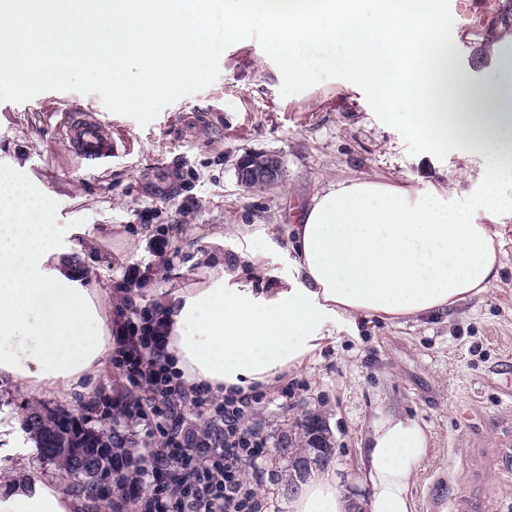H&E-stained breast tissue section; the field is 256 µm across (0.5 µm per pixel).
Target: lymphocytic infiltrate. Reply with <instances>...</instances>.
I'll return each mask as SVG.
<instances>
[{
    "mask_svg": "<svg viewBox=\"0 0 512 512\" xmlns=\"http://www.w3.org/2000/svg\"><path fill=\"white\" fill-rule=\"evenodd\" d=\"M148 279L130 263L113 286L112 385L80 408L53 409L49 435L79 456L104 460L114 482L98 493L113 512L130 504L138 512H266L261 474H245L267 453V438L245 424L264 391L257 385L219 396L208 384L188 383L169 349L165 308L141 291ZM139 432L158 439V448L134 447Z\"/></svg>",
    "mask_w": 512,
    "mask_h": 512,
    "instance_id": "f902f5d3",
    "label": "lymphocytic infiltrate"
}]
</instances>
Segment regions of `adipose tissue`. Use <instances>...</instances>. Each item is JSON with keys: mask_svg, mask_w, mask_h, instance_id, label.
Listing matches in <instances>:
<instances>
[{"mask_svg": "<svg viewBox=\"0 0 512 512\" xmlns=\"http://www.w3.org/2000/svg\"><path fill=\"white\" fill-rule=\"evenodd\" d=\"M224 14L212 37L203 18ZM255 28L289 80L344 69L380 102L409 115L405 132L435 149L483 156L487 178L477 204L488 221L451 213L436 198L368 180L339 179L316 195L293 228L299 280L262 292L221 267L202 284L171 291V350L188 382L215 394L275 384L320 346L329 323L358 316L423 317L453 308L499 278L495 223L511 210L497 178L512 172V33L488 31L499 49L496 76L475 81L458 65L444 0H10L0 12V54L30 81L50 60L80 61L108 46L99 75L125 69L139 96L165 69L192 78L195 64L236 30ZM0 382L65 394L91 388L112 347L108 291L76 266L78 227L46 221L34 188L0 184ZM427 438L413 420L376 425L364 480L368 512H412L413 477ZM331 470H312L290 512H346ZM55 485L14 486L0 512H79Z\"/></svg>", "mask_w": 512, "mask_h": 512, "instance_id": "obj_1", "label": "adipose tissue"}]
</instances>
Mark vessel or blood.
<instances>
[{
    "label": "vessel or blood",
    "instance_id": "vessel-or-blood-1",
    "mask_svg": "<svg viewBox=\"0 0 512 512\" xmlns=\"http://www.w3.org/2000/svg\"><path fill=\"white\" fill-rule=\"evenodd\" d=\"M61 141L80 166L92 174L108 170L117 152L110 123L100 113L78 106L68 110Z\"/></svg>",
    "mask_w": 512,
    "mask_h": 512
}]
</instances>
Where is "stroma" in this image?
Here are the masks:
<instances>
[{
    "label": "stroma",
    "instance_id": "1",
    "mask_svg": "<svg viewBox=\"0 0 512 512\" xmlns=\"http://www.w3.org/2000/svg\"><path fill=\"white\" fill-rule=\"evenodd\" d=\"M447 2L460 68L487 78L496 55L480 39L489 26L512 25V13L504 11L512 0ZM157 83L133 106L128 79L81 66L44 83L0 75V168L43 191L50 223L81 225L95 249L78 261L90 267L108 257L104 284L126 262L152 261L159 224L168 229L174 255L170 266L153 270L147 293L155 299L164 289L195 285L202 255L217 266L242 261V277L255 288L295 278L289 230L337 179L436 195L450 211L483 217L474 207L483 188L480 156L436 153L407 137L374 90L345 71L289 82L257 31L225 41L190 80L163 71ZM75 102L112 123L119 154L106 172L86 173L62 146L59 126ZM250 151L280 160L281 183H240L237 163ZM174 158L182 180L161 190ZM498 230L500 275L487 291L449 314L337 323L332 339L289 369L299 384L295 399L282 402L276 387L268 388L254 416L273 449L256 462L275 473L260 489L267 512H289L292 464L306 453L312 418L328 438L340 486L356 502L366 498L370 435L391 415L416 421L428 439L410 487L414 512H512V218ZM80 399L33 395L1 382L0 470L20 484L71 489L64 470L43 461L23 424L59 403L77 407ZM20 438L29 448L23 456L12 452Z\"/></svg>",
    "mask_w": 512,
    "mask_h": 512
}]
</instances>
